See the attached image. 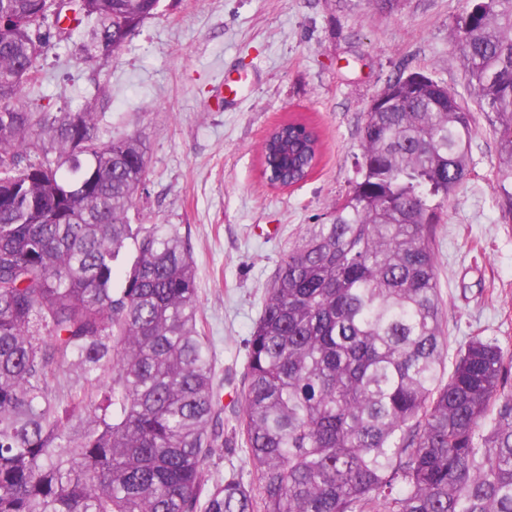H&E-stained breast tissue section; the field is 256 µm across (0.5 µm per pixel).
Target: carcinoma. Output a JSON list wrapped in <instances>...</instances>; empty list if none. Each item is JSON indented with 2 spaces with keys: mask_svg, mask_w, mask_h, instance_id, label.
<instances>
[{
  "mask_svg": "<svg viewBox=\"0 0 512 512\" xmlns=\"http://www.w3.org/2000/svg\"><path fill=\"white\" fill-rule=\"evenodd\" d=\"M161 0H74L67 35L107 63ZM55 0H0V512H512V356L448 362L433 243L472 172L473 112L418 72L367 109L360 179L279 264L247 344L235 435L252 466L205 491L226 447L196 270L175 224H133L148 148L95 108L21 104ZM458 58L512 185V0H467ZM320 157L286 121L262 163ZM451 371H446L447 365Z\"/></svg>",
  "mask_w": 512,
  "mask_h": 512,
  "instance_id": "carcinoma-1",
  "label": "carcinoma"
}]
</instances>
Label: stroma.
Listing matches in <instances>:
<instances>
[{
    "instance_id": "1",
    "label": "stroma",
    "mask_w": 512,
    "mask_h": 512,
    "mask_svg": "<svg viewBox=\"0 0 512 512\" xmlns=\"http://www.w3.org/2000/svg\"><path fill=\"white\" fill-rule=\"evenodd\" d=\"M466 0H161L157 15L108 64L82 62L79 37L41 61L25 100L46 111L93 105L105 137L140 136L148 169L135 224H175L191 249L202 328L221 402L236 397L266 287L311 224L329 223L357 178L360 129L398 69L476 99L454 63L452 29ZM238 104L225 106L220 86ZM296 119L321 139L310 179L287 189L261 174L265 133ZM475 174L449 197L437 227L438 287L451 346L479 334L512 355V203L493 172L486 118L472 143Z\"/></svg>"
}]
</instances>
